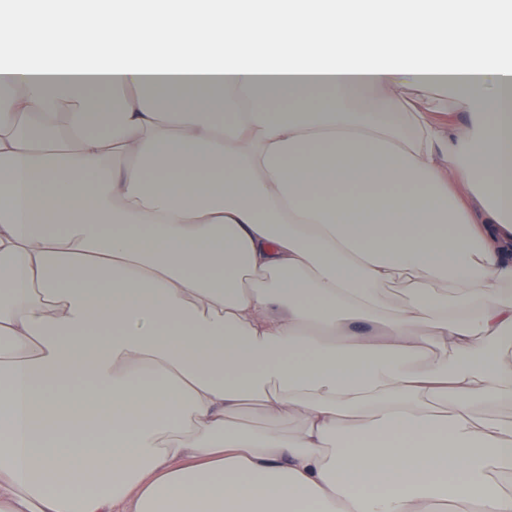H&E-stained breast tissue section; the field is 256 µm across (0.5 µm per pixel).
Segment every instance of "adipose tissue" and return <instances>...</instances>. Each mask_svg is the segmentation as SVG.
Returning <instances> with one entry per match:
<instances>
[{
	"mask_svg": "<svg viewBox=\"0 0 512 512\" xmlns=\"http://www.w3.org/2000/svg\"><path fill=\"white\" fill-rule=\"evenodd\" d=\"M44 2L0 10V512H512V0Z\"/></svg>",
	"mask_w": 512,
	"mask_h": 512,
	"instance_id": "obj_1",
	"label": "adipose tissue"
}]
</instances>
